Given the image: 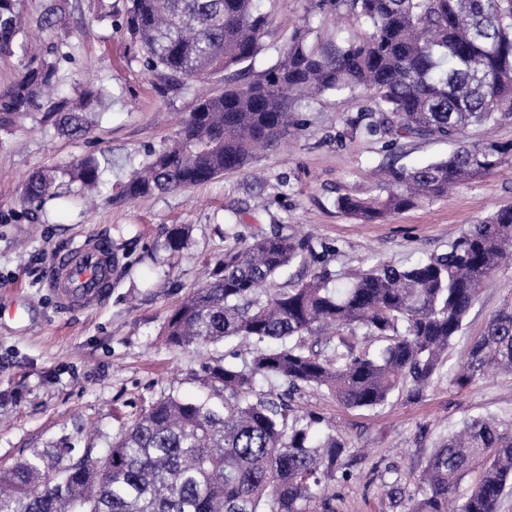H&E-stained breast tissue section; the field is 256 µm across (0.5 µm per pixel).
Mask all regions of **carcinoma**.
Returning <instances> with one entry per match:
<instances>
[{"mask_svg": "<svg viewBox=\"0 0 512 512\" xmlns=\"http://www.w3.org/2000/svg\"><path fill=\"white\" fill-rule=\"evenodd\" d=\"M258 0H131L127 26L146 67L174 81L224 73V91L200 100L174 144L134 171L128 199L187 191L242 171L295 134L291 100L327 92L369 102L365 132L395 148L405 138L455 144L425 165L384 166L377 193L346 194L337 207L370 223L448 196V189L512 165V140L492 131L512 118V0H319V8L367 27L317 50L309 30L294 29L276 63L252 75L268 17ZM23 32L20 0H0V53ZM57 62L28 66L0 89V132L43 107ZM45 117L57 129L85 130L82 113L62 100ZM70 175L104 183L105 168L79 162ZM56 175L32 172L23 199L56 196ZM212 280L174 308L169 345L235 343L232 360L213 358L202 385L216 402L165 395L113 438L105 469L67 459L69 446L33 448L0 469V512H335L326 490L349 478V451L335 426L298 414L292 396L328 390L347 408L373 409L395 391L423 398L442 373L453 340L483 289L512 254V207L467 227L448 250L426 260L379 262L338 275L318 265L310 239L277 231L244 242L235 233ZM295 262L313 265L288 288L268 284ZM383 342L370 353L346 332ZM512 369V306L492 313L448 384L464 389ZM279 382L281 393L263 389ZM481 465L478 481L458 494ZM512 486V422L491 415L465 421L443 437L421 484L387 497L407 512H499ZM315 510H310V506Z\"/></svg>", "mask_w": 512, "mask_h": 512, "instance_id": "cac0c4a2", "label": "carcinoma"}]
</instances>
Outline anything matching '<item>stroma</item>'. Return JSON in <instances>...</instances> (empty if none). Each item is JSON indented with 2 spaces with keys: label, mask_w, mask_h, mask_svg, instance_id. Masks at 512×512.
<instances>
[{
  "label": "stroma",
  "mask_w": 512,
  "mask_h": 512,
  "mask_svg": "<svg viewBox=\"0 0 512 512\" xmlns=\"http://www.w3.org/2000/svg\"><path fill=\"white\" fill-rule=\"evenodd\" d=\"M52 5L62 24L41 28ZM20 6L28 28L13 53L0 54V87L25 64L66 53L56 73L58 95L84 100L87 131L65 135L39 110L18 119L0 147V467L63 440L74 444L75 456L101 455L123 423L160 396L202 395L203 367L223 356V345L173 348L163 330L169 312L210 279L228 230L246 241L260 230L311 235L329 267L347 275L380 261L407 264L444 252L469 225L512 206V166H506L371 224L339 211L338 197L373 192L376 167L424 165L450 146L410 138L387 149L362 131L364 102L334 93L295 98L299 129L258 161L260 179L228 172L188 191L126 200L123 188L134 169L171 142L202 94L223 90V74L164 91L163 71L146 70L127 29L129 0H21ZM261 9L269 25L254 63L258 71L275 63L297 27H308L315 47L339 34L353 40L362 34L352 22L335 24L311 0H261ZM103 84L110 95L100 99L95 92ZM85 159L109 165L92 201L68 173ZM39 169L56 171L58 197L35 206L21 193ZM175 227L185 237L173 251L166 235ZM93 236L110 237L120 259L112 292L96 309L63 312L45 273L57 255ZM507 303L512 266L469 312L448 350V370L462 364L471 337ZM295 402L333 419L357 459L352 477L334 489L336 512H401L384 494L385 484L417 489L440 438L465 418L512 415V374L491 373L462 390L443 377L420 402L397 392L375 409L344 408L324 390L304 392Z\"/></svg>",
  "instance_id": "stroma-1"
}]
</instances>
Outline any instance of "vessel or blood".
<instances>
[{"mask_svg":"<svg viewBox=\"0 0 512 512\" xmlns=\"http://www.w3.org/2000/svg\"><path fill=\"white\" fill-rule=\"evenodd\" d=\"M115 272L111 240L106 237L87 239L54 259L47 286L55 294L60 308L89 309L106 300Z\"/></svg>","mask_w":512,"mask_h":512,"instance_id":"b4317fda","label":"vessel or blood"}]
</instances>
